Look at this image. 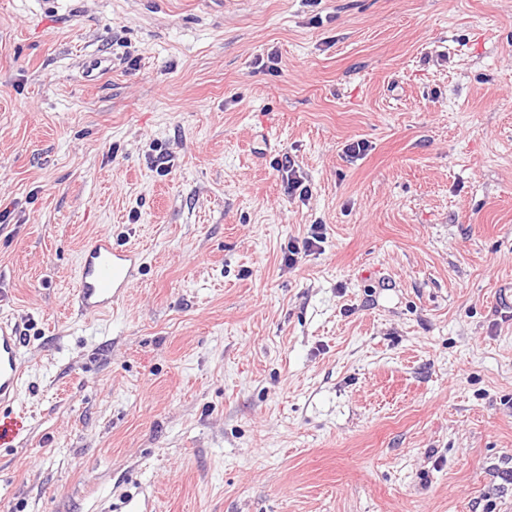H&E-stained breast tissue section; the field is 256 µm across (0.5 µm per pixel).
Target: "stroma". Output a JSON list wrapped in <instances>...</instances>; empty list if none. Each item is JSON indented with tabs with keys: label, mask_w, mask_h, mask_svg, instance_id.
I'll return each mask as SVG.
<instances>
[{
	"label": "stroma",
	"mask_w": 512,
	"mask_h": 512,
	"mask_svg": "<svg viewBox=\"0 0 512 512\" xmlns=\"http://www.w3.org/2000/svg\"><path fill=\"white\" fill-rule=\"evenodd\" d=\"M1 317L0 512H512V0H0ZM276 167L278 171L282 170L286 173V179L288 184V194L299 200L306 201L312 196V187L298 171L294 168V162L292 163L290 157L287 154H282L281 158L277 159ZM322 225L316 224L314 226V232L311 233L310 237H307L302 242V247L299 244L294 242H290L288 244V255H286L284 262L285 266L289 269L294 268L298 263V255L302 252L308 253L313 250L314 247H317L318 243H321L323 240V235L319 230H321ZM142 253L137 248L112 243L109 233H98L82 249L75 284L78 309L99 317L112 311L139 279ZM25 342L19 323L0 320V409L10 408L22 389Z\"/></svg>",
	"instance_id": "stroma-1"
}]
</instances>
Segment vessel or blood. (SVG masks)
Segmentation results:
<instances>
[{
  "mask_svg": "<svg viewBox=\"0 0 512 512\" xmlns=\"http://www.w3.org/2000/svg\"><path fill=\"white\" fill-rule=\"evenodd\" d=\"M142 271V253L113 243L111 234L99 233L82 250L75 284L78 309L99 317L122 301ZM25 336L19 323L0 320V409L10 408L24 382Z\"/></svg>",
  "mask_w": 512,
  "mask_h": 512,
  "instance_id": "obj_1",
  "label": "vessel or blood"
}]
</instances>
